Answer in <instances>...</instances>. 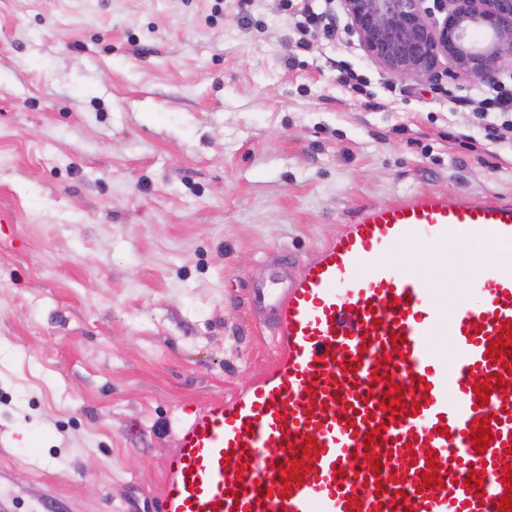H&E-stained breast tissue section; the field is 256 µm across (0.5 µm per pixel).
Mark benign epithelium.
<instances>
[{"instance_id":"benign-epithelium-1","label":"benign epithelium","mask_w":512,"mask_h":512,"mask_svg":"<svg viewBox=\"0 0 512 512\" xmlns=\"http://www.w3.org/2000/svg\"><path fill=\"white\" fill-rule=\"evenodd\" d=\"M349 31L392 78L438 80L442 61L488 82L512 69V0H341Z\"/></svg>"}]
</instances>
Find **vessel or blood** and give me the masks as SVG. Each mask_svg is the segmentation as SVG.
I'll use <instances>...</instances> for the list:
<instances>
[{"label": "vessel or blood", "mask_w": 512, "mask_h": 512, "mask_svg": "<svg viewBox=\"0 0 512 512\" xmlns=\"http://www.w3.org/2000/svg\"><path fill=\"white\" fill-rule=\"evenodd\" d=\"M460 230L512 249V203L414 194L362 207L300 280L263 292L277 364L178 424L157 512H494L512 463V375L488 351L512 324V264L482 265L472 298L447 308L387 260L400 244L444 246ZM444 321L448 366L431 347ZM492 375L507 385L478 404ZM392 383L404 401L395 412L382 405ZM483 421L493 438L480 453L470 435ZM472 471L483 475L475 494ZM428 472L437 486L424 487Z\"/></svg>", "instance_id": "obj_1"}]
</instances>
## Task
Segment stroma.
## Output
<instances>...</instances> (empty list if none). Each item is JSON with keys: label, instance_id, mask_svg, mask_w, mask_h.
Returning <instances> with one entry per match:
<instances>
[{"label": "stroma", "instance_id": "obj_1", "mask_svg": "<svg viewBox=\"0 0 512 512\" xmlns=\"http://www.w3.org/2000/svg\"><path fill=\"white\" fill-rule=\"evenodd\" d=\"M332 7L303 43L280 0H0L7 512H156L179 419L277 363L257 289L363 206L512 202V128L487 139L473 78L389 77ZM456 251L445 276L400 248L461 298Z\"/></svg>", "mask_w": 512, "mask_h": 512}]
</instances>
